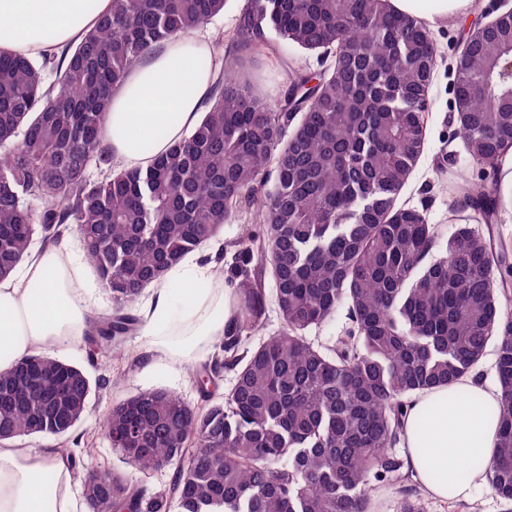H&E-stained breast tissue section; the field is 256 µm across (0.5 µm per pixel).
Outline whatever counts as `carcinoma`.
Masks as SVG:
<instances>
[{"instance_id":"1","label":"carcinoma","mask_w":512,"mask_h":512,"mask_svg":"<svg viewBox=\"0 0 512 512\" xmlns=\"http://www.w3.org/2000/svg\"><path fill=\"white\" fill-rule=\"evenodd\" d=\"M226 0H111L81 41L35 61L0 53V278L33 236L77 234L118 307L92 323L96 346L119 350L139 321L125 306L242 213L234 269L242 320L212 374L240 366L222 399L192 406L146 390L108 406L103 430L128 466L174 467L151 492L112 471L90 484L94 512H373L374 488L400 489L398 512H423L403 435L405 398L466 375L497 343L499 428L487 474L512 501V310L499 288L512 253L457 225L447 243L397 198L425 145L437 58L429 31L388 0H246L208 106L191 133L145 170L112 167L100 129L112 89L135 63L224 10ZM319 53L271 99L248 65L270 33ZM512 13L468 37L455 75L453 120L469 161L493 177L472 184L500 208L498 161L512 149ZM54 80L46 82V71ZM98 164L99 181L87 178ZM272 183L261 195L258 186ZM442 255L427 258L437 250ZM281 332L265 326V273ZM348 310L326 346L313 327ZM86 372L47 356L0 371V440L65 438L86 414Z\"/></svg>"}]
</instances>
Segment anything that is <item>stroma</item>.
<instances>
[{
	"label": "stroma",
	"instance_id": "stroma-1",
	"mask_svg": "<svg viewBox=\"0 0 512 512\" xmlns=\"http://www.w3.org/2000/svg\"><path fill=\"white\" fill-rule=\"evenodd\" d=\"M469 29V24L465 23L431 33L437 50V67L430 88L427 141L398 197L399 203L425 210L429 223L435 225L443 239L454 230L448 222V200L456 182L464 177L477 182L483 176L481 169L469 163L465 145L449 120L454 112V69ZM270 43L271 53L259 58L255 71L265 95H277L286 84L287 73L304 68L314 70L319 66L314 53L287 46L275 37ZM145 342L143 332L139 331L125 341L124 353L120 356L109 348L92 351L85 345L59 349L55 355L84 368L91 380L104 377L110 381L106 390L92 394L88 413L69 434L73 455L101 469L124 471L131 483L153 488L169 481L171 469L145 476L126 467L101 430L102 410L115 401L150 389L166 390L194 405L202 404L203 398L193 381L190 366L173 367L162 360L150 368L140 361L137 353ZM422 504L425 512H512V502L496 496L486 483L467 501L447 503L426 498Z\"/></svg>",
	"mask_w": 512,
	"mask_h": 512
}]
</instances>
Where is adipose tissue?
Returning <instances> with one entry per match:
<instances>
[{"label": "adipose tissue", "mask_w": 512, "mask_h": 512, "mask_svg": "<svg viewBox=\"0 0 512 512\" xmlns=\"http://www.w3.org/2000/svg\"><path fill=\"white\" fill-rule=\"evenodd\" d=\"M425 27L457 25L480 9L478 0H389ZM111 0H0V50L31 58L79 42ZM209 35L178 38L136 63L112 92L101 140L113 163L144 169L198 122L219 69ZM73 236L33 254L20 278L0 279V370L39 350L80 341L93 313L83 267L74 264ZM216 252L187 254L149 286L141 313L143 359L209 358L216 342L240 323L236 285L224 281ZM499 395L468 377L414 393L404 405V438L413 473L427 498L465 500L483 484L473 462L492 459ZM79 480L63 448L32 450L0 441V512H75Z\"/></svg>", "instance_id": "ef3b65f1"}]
</instances>
